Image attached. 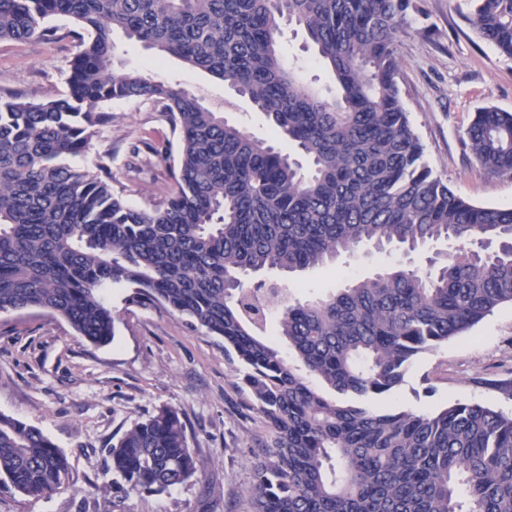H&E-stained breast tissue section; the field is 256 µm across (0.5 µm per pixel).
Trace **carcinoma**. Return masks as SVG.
Masks as SVG:
<instances>
[{
  "mask_svg": "<svg viewBox=\"0 0 512 512\" xmlns=\"http://www.w3.org/2000/svg\"><path fill=\"white\" fill-rule=\"evenodd\" d=\"M470 24L512 57V0H472ZM404 0H0V41L52 40L64 15L79 52L69 92L0 98V312L38 309L106 345L104 290L179 315L224 340L273 433L254 468V512H512V415L455 404L385 410L418 355L512 304V208L457 195L425 160L403 105ZM304 29L336 95L311 88L280 51ZM248 98L274 139L224 120L202 96L114 64L115 32ZM147 99L179 140L168 197L136 208L112 169L69 163L103 105ZM481 167L512 177V113L485 107L466 129ZM288 141L308 160L283 152ZM457 241L426 269L385 267L301 301L250 276L295 274L362 246L413 252ZM282 306L267 341L268 307ZM117 488L162 494L201 473L179 412L161 407L108 447ZM70 462L41 430L0 413V492L43 498Z\"/></svg>",
  "mask_w": 512,
  "mask_h": 512,
  "instance_id": "obj_1",
  "label": "carcinoma"
}]
</instances>
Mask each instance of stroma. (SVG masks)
<instances>
[{
	"mask_svg": "<svg viewBox=\"0 0 512 512\" xmlns=\"http://www.w3.org/2000/svg\"><path fill=\"white\" fill-rule=\"evenodd\" d=\"M470 0H409L398 43L404 106L433 172L478 206L512 207V178L487 173L466 146V129L484 107L512 112V58L480 38L468 18ZM53 41L0 43V96L39 102L68 93L77 51L67 17L50 19ZM116 62L149 68L153 77L201 94L226 119L253 136L271 138L265 116L244 97L201 70L160 57L115 33ZM282 53L305 80L332 87L305 47L302 30L285 28ZM111 123L73 157L97 172L112 158V189L140 208L163 201L174 182L178 139L158 106L143 100L107 103ZM438 242L409 254L358 256L286 278L293 297L307 299L396 262L427 267ZM129 291L105 296L115 316L111 343L95 345L63 319L39 310L0 313V412L39 428L71 463L68 485L46 498L0 493V512H253L247 490L270 428L254 405L239 364L221 338L191 328L183 317L129 303ZM388 408L420 413L478 403L512 414V304L496 308L463 334L419 355L404 382L382 398ZM179 410L189 447L203 466L198 479L160 495L116 493L106 454L112 440L159 407Z\"/></svg>",
	"mask_w": 512,
	"mask_h": 512,
	"instance_id": "1",
	"label": "stroma"
}]
</instances>
